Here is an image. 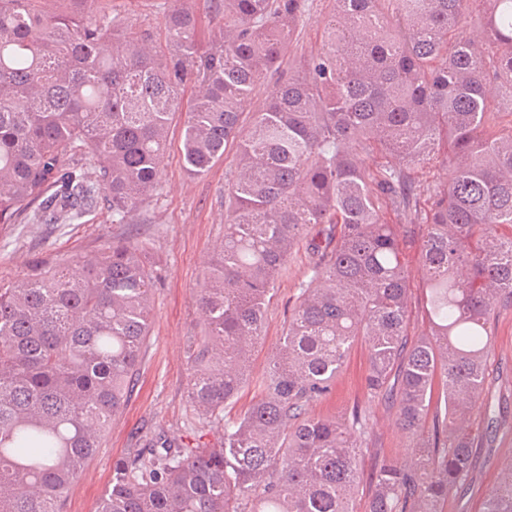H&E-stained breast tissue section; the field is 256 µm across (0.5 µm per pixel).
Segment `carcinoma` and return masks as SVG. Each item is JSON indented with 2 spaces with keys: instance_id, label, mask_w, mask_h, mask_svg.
Segmentation results:
<instances>
[{
  "instance_id": "carcinoma-1",
  "label": "carcinoma",
  "mask_w": 512,
  "mask_h": 512,
  "mask_svg": "<svg viewBox=\"0 0 512 512\" xmlns=\"http://www.w3.org/2000/svg\"><path fill=\"white\" fill-rule=\"evenodd\" d=\"M485 5V38L465 21ZM0 0V224L73 219L105 192L112 221L163 181L160 158L184 87L182 156L205 174L235 148L224 239L196 302L187 394L224 441L156 444L114 464L97 512H356L370 417L315 416L362 341L369 401L395 409L411 452L377 449L368 512H444L475 468L490 321L512 306V0H336L323 49L241 119L279 72L308 0H172L165 46L101 0ZM498 83L499 99L486 94ZM446 142L444 182L412 171ZM380 161L369 165L373 154ZM404 219L391 224L386 214ZM419 244L427 327L408 333L406 250ZM313 264L266 369L250 375L288 258ZM158 262L145 241L39 260L0 278V512H61L132 391ZM251 382L242 416L224 408ZM27 487L19 494L18 485ZM483 512H512L509 476Z\"/></svg>"
}]
</instances>
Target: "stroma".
<instances>
[{
  "label": "stroma",
  "instance_id": "stroma-1",
  "mask_svg": "<svg viewBox=\"0 0 512 512\" xmlns=\"http://www.w3.org/2000/svg\"><path fill=\"white\" fill-rule=\"evenodd\" d=\"M309 2L298 33L285 50L286 65H296L321 49L324 24L336 8L334 0ZM183 125V115H176L161 158L162 188L127 223H113L111 209L101 202L67 224H0V278L6 280L23 278L35 260L70 258L112 239L149 240L159 260L150 334L142 348L133 391L105 432L96 456L70 486L62 512H96L112 483L116 461L149 447L157 436L184 439L195 431L196 417L186 393L188 345L203 329L195 295L204 279L205 261L224 235V189L233 176L235 155L225 154L222 162L201 177H187L181 152ZM311 266L310 255L297 249L287 271L278 278L267 311L266 340L251 361L253 372L266 368L268 354L282 334L288 310ZM491 327L495 348L489 363V397L502 422L478 441L470 488L461 500L449 503L448 512H481L485 490L497 483L503 463L512 459V307L501 309ZM365 374L366 353L357 343L332 392L312 411L323 416L356 408L371 415L370 448L360 464L367 477L376 463L375 449L400 456L408 450L394 425V412L367 400Z\"/></svg>",
  "mask_w": 512,
  "mask_h": 512
}]
</instances>
